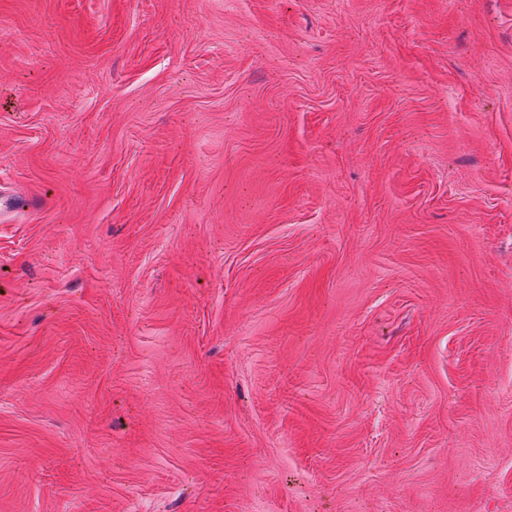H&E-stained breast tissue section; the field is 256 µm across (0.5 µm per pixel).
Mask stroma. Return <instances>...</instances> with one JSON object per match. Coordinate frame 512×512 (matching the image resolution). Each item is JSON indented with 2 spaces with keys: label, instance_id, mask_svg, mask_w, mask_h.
<instances>
[{
  "label": "stroma",
  "instance_id": "obj_1",
  "mask_svg": "<svg viewBox=\"0 0 512 512\" xmlns=\"http://www.w3.org/2000/svg\"><path fill=\"white\" fill-rule=\"evenodd\" d=\"M0 512H512V0H0Z\"/></svg>",
  "mask_w": 512,
  "mask_h": 512
}]
</instances>
